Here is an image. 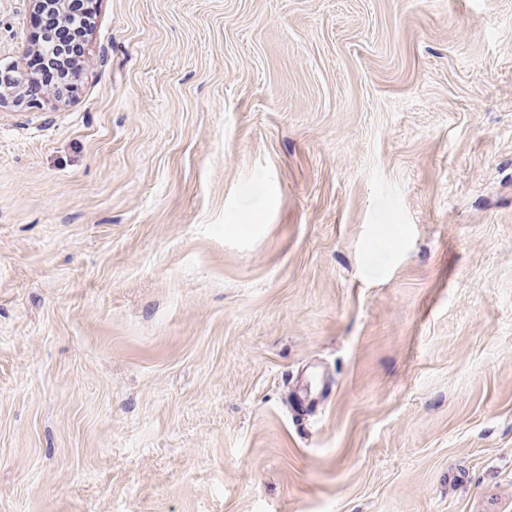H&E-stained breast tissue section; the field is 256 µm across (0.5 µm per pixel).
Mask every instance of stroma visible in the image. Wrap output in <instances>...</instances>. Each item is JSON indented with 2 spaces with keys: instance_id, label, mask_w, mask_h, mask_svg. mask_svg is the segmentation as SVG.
<instances>
[{
  "instance_id": "35a3bbf8",
  "label": "stroma",
  "mask_w": 512,
  "mask_h": 512,
  "mask_svg": "<svg viewBox=\"0 0 512 512\" xmlns=\"http://www.w3.org/2000/svg\"><path fill=\"white\" fill-rule=\"evenodd\" d=\"M97 5L0 107V512H512V0ZM74 3L69 5L65 25L53 15L39 13L32 18V41L38 50L28 55L26 64L33 79L25 84V76L20 73L9 81L15 88L25 84L27 96L38 97L48 91L60 94L69 91L74 85L73 79L83 62L84 39L95 16L94 9L89 11V1L81 3L77 8L73 7ZM49 30L56 32V38L50 40L56 51V65L49 61L47 53L42 50L44 42L47 41L46 32Z\"/></svg>"
}]
</instances>
